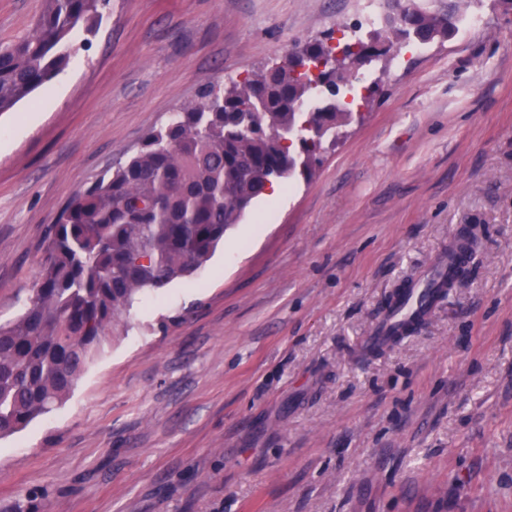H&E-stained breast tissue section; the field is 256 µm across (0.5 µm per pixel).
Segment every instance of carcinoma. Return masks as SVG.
<instances>
[{
    "label": "carcinoma",
    "instance_id": "1",
    "mask_svg": "<svg viewBox=\"0 0 512 512\" xmlns=\"http://www.w3.org/2000/svg\"><path fill=\"white\" fill-rule=\"evenodd\" d=\"M109 0H46L28 37L0 46V112L69 62L70 33H91ZM453 11L403 10L395 32L425 44L456 30ZM298 45L252 77L207 87L134 156L75 194L47 236L26 311L0 325V439L51 412L73 391L112 326L138 295L200 268L254 199L312 164L353 112L338 104L344 74L382 52L371 37L341 50ZM320 97L323 105H303Z\"/></svg>",
    "mask_w": 512,
    "mask_h": 512
}]
</instances>
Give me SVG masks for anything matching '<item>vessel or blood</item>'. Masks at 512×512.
<instances>
[{"label":"vessel or blood","mask_w":512,"mask_h":512,"mask_svg":"<svg viewBox=\"0 0 512 512\" xmlns=\"http://www.w3.org/2000/svg\"><path fill=\"white\" fill-rule=\"evenodd\" d=\"M454 236L455 240L449 245L447 255L433 263L430 274L412 280L409 287L403 289L400 297L381 316L370 336L366 337V345H385L402 334L409 324L422 321L432 313L441 300L440 286L451 265L463 257V230H456Z\"/></svg>","instance_id":"obj_1"}]
</instances>
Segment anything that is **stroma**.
Masks as SVG:
<instances>
[{"instance_id": "35a3bbf8", "label": "stroma", "mask_w": 512, "mask_h": 512, "mask_svg": "<svg viewBox=\"0 0 512 512\" xmlns=\"http://www.w3.org/2000/svg\"><path fill=\"white\" fill-rule=\"evenodd\" d=\"M45 0H0V44ZM392 0H110L0 113V324L67 201L207 85L348 37ZM401 54L311 177L141 295L68 399L0 439V512H512V0ZM273 217L256 238L246 227ZM475 225L465 279L383 348L391 296Z\"/></svg>"}]
</instances>
